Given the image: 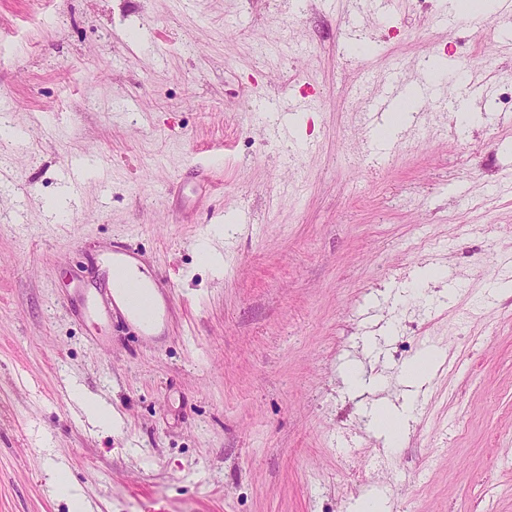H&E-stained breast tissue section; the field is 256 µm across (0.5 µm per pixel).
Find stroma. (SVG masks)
I'll list each match as a JSON object with an SVG mask.
<instances>
[{
    "instance_id": "stroma-1",
    "label": "stroma",
    "mask_w": 512,
    "mask_h": 512,
    "mask_svg": "<svg viewBox=\"0 0 512 512\" xmlns=\"http://www.w3.org/2000/svg\"><path fill=\"white\" fill-rule=\"evenodd\" d=\"M496 2L477 33L450 0L383 23L369 0H0V124L24 134L0 140V512H68L51 461L93 512H512ZM448 58L454 82L494 77L478 123L446 133L455 113L422 98L373 150L382 76L414 89ZM116 242L169 279L160 346L80 317ZM74 386L121 431L92 427ZM389 403L412 407L396 447L371 417Z\"/></svg>"
}]
</instances>
